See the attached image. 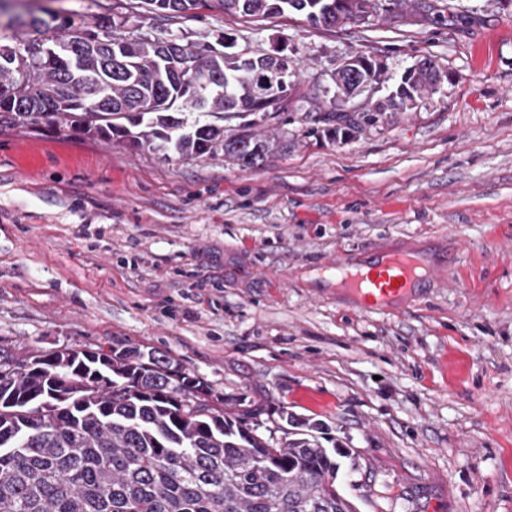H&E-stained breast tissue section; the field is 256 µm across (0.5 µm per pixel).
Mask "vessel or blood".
I'll list each match as a JSON object with an SVG mask.
<instances>
[{"label": "vessel or blood", "instance_id": "1", "mask_svg": "<svg viewBox=\"0 0 512 512\" xmlns=\"http://www.w3.org/2000/svg\"><path fill=\"white\" fill-rule=\"evenodd\" d=\"M434 272L425 251L412 244L372 249L364 261L345 254L326 269L332 286L365 311L404 307L421 281Z\"/></svg>", "mask_w": 512, "mask_h": 512}]
</instances>
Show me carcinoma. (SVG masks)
<instances>
[{"label": "carcinoma", "mask_w": 512, "mask_h": 512, "mask_svg": "<svg viewBox=\"0 0 512 512\" xmlns=\"http://www.w3.org/2000/svg\"><path fill=\"white\" fill-rule=\"evenodd\" d=\"M257 22L311 16L336 0H115L91 16L48 8L0 22V124H65L130 150L186 158L224 155L252 168L272 150L256 121L224 125L231 108L254 110L263 96L288 100L293 80L264 86L267 54L129 27L147 15L185 18L203 6ZM10 39L16 46L3 45ZM387 70L332 72L335 91L319 121L331 140L378 122L384 106L350 114L359 78ZM448 79L420 70L397 84L390 107ZM183 112L210 120L187 125ZM0 512H355L337 485L338 458L324 424L304 422L279 441L258 433L255 414L211 404L210 388L173 358L115 343L55 351L1 350Z\"/></svg>", "instance_id": "1"}]
</instances>
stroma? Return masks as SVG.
Returning a JSON list of instances; mask_svg holds the SVG:
<instances>
[{
    "mask_svg": "<svg viewBox=\"0 0 512 512\" xmlns=\"http://www.w3.org/2000/svg\"><path fill=\"white\" fill-rule=\"evenodd\" d=\"M339 29L202 7L155 35L283 38L296 87L223 156L133 151L65 128L0 125V344L45 352L119 341L170 355L219 407L325 423L347 448L358 512H512V0H426ZM422 57L447 81L354 137L317 134L336 63ZM458 246L443 281L397 313L366 312L315 277L390 238Z\"/></svg>",
    "mask_w": 512,
    "mask_h": 512,
    "instance_id": "35a3bbf8",
    "label": "stroma"
}]
</instances>
